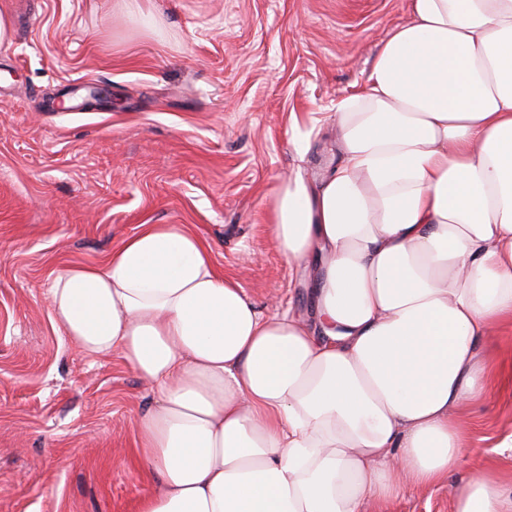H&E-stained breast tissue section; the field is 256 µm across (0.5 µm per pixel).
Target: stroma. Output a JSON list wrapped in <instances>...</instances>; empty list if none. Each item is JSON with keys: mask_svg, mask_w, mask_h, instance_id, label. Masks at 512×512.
<instances>
[{"mask_svg": "<svg viewBox=\"0 0 512 512\" xmlns=\"http://www.w3.org/2000/svg\"><path fill=\"white\" fill-rule=\"evenodd\" d=\"M0 14V512H134L154 483L131 421L152 396L119 357L63 336L52 277L141 225L187 224L260 308L310 310L268 232L271 190L332 159L326 118L408 0H0ZM459 419L456 480L511 485L512 381ZM364 512H452L451 489Z\"/></svg>", "mask_w": 512, "mask_h": 512, "instance_id": "1", "label": "stroma"}]
</instances>
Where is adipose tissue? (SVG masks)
<instances>
[{
	"label": "adipose tissue",
	"mask_w": 512,
	"mask_h": 512,
	"mask_svg": "<svg viewBox=\"0 0 512 512\" xmlns=\"http://www.w3.org/2000/svg\"><path fill=\"white\" fill-rule=\"evenodd\" d=\"M333 107L336 158L272 190L270 233L314 311L265 312L185 224H144L48 301L86 355L153 392L137 512H363L442 483L512 323V0H409ZM454 512H512L473 476Z\"/></svg>",
	"instance_id": "ef3b65f1"
}]
</instances>
